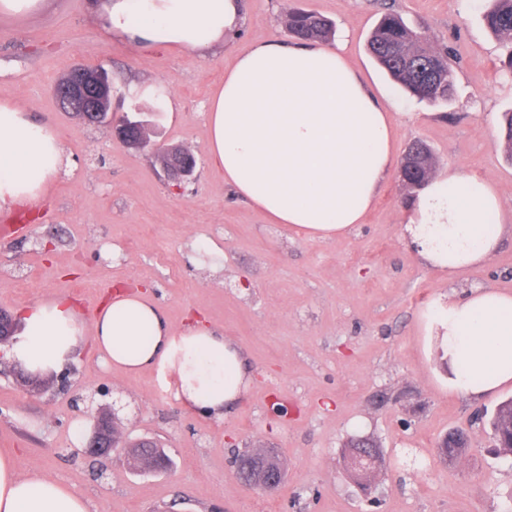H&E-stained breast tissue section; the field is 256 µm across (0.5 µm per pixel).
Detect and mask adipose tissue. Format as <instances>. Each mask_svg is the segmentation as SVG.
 I'll list each match as a JSON object with an SVG mask.
<instances>
[{
  "label": "adipose tissue",
  "mask_w": 512,
  "mask_h": 512,
  "mask_svg": "<svg viewBox=\"0 0 512 512\" xmlns=\"http://www.w3.org/2000/svg\"><path fill=\"white\" fill-rule=\"evenodd\" d=\"M242 0H104L102 31L150 46L204 52L236 32ZM208 146L224 182L303 239L330 240L362 223L397 165L386 108L342 46L262 43L237 58L208 104ZM64 165L52 128L0 100V208L39 199ZM502 200L488 181L458 171L434 177L401 228L428 266L453 275L497 249ZM448 369L449 390L479 398L512 384V293L476 288L424 312ZM6 354L28 372L53 375L90 341L107 366L174 374L184 408L220 418L250 380L241 349L205 320L173 333L150 297L114 288L91 315L58 296L22 309ZM0 512H89L86 498L39 473H22L0 448Z\"/></svg>",
  "instance_id": "ef3b65f1"
}]
</instances>
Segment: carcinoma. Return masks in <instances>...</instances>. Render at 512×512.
Instances as JSON below:
<instances>
[{
	"label": "carcinoma",
	"mask_w": 512,
	"mask_h": 512,
	"mask_svg": "<svg viewBox=\"0 0 512 512\" xmlns=\"http://www.w3.org/2000/svg\"><path fill=\"white\" fill-rule=\"evenodd\" d=\"M485 28L506 49L502 65L512 71V0H492L483 15ZM287 30L302 41L329 42L335 34L331 21L318 13L303 9L288 13ZM367 49L377 63L401 87L421 101H447L454 88L455 60L447 48H438L406 26L400 15L384 14L367 38ZM406 153L417 157L416 163L405 170V176L415 181L425 174L427 156L413 143Z\"/></svg>",
	"instance_id": "obj_1"
}]
</instances>
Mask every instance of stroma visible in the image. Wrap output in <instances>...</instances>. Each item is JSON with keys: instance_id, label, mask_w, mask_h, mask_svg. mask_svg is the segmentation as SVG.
I'll return each mask as SVG.
<instances>
[{"instance_id": "stroma-1", "label": "stroma", "mask_w": 512, "mask_h": 512, "mask_svg": "<svg viewBox=\"0 0 512 512\" xmlns=\"http://www.w3.org/2000/svg\"><path fill=\"white\" fill-rule=\"evenodd\" d=\"M97 2L44 0L32 15L0 14V99L51 126L65 157L44 195L10 215L22 231L0 243V309L63 295L89 315L114 284L144 286L172 330L197 314L235 342L251 385L217 419L186 410L173 376L124 375L88 345L66 367V384L36 392L0 354V448L17 449L23 470L80 491L94 512H512V453L497 452L479 419L500 398L449 392L421 325L439 297L512 290V236L486 264L447 279L401 234L415 193L397 176L350 234L302 240L239 198L208 157L207 106L225 69L254 44L288 40V10H313L335 23L365 83L395 102L397 153L424 140L436 172L491 182L511 217L512 159L501 139L512 74L482 26L489 0H244L239 31L205 54L108 37ZM389 9L456 53L450 101L416 100L368 53ZM77 64L108 70L117 114L140 104L138 87L163 86L177 110L164 114L160 138L190 146L194 179H168L151 150L125 149L109 129L62 112L52 88ZM102 407L124 436L158 442L171 471L139 474L124 458L87 456L73 429L91 428ZM457 429L470 448L443 459L439 442ZM353 436L374 437L382 451L367 493L347 468ZM256 448L285 463L275 492L238 478V454Z\"/></svg>"}]
</instances>
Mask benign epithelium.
Instances as JSON below:
<instances>
[{"label":"benign epithelium","mask_w":512,"mask_h":512,"mask_svg":"<svg viewBox=\"0 0 512 512\" xmlns=\"http://www.w3.org/2000/svg\"><path fill=\"white\" fill-rule=\"evenodd\" d=\"M53 93L62 111L72 114L84 125L109 127L112 130V137L125 148L140 150L147 145L146 131L151 126L147 113L135 108L131 112L123 113L119 120H113L112 79L106 70L76 67L54 86ZM158 156L169 178L183 182L193 176L196 159L185 147L164 145ZM13 334L12 315L0 310V344L10 343ZM120 445L125 448H154L156 456H164V451L151 441H129L120 438L111 414L98 412L86 443L85 453L99 461H107L112 459L113 450ZM468 448L469 439L465 432H457L448 437V459L462 456ZM259 455L274 458V464L264 468L261 482L254 483L249 480L246 485L252 490L272 492L283 479L284 467L268 448L260 451Z\"/></svg>","instance_id":"1"}]
</instances>
